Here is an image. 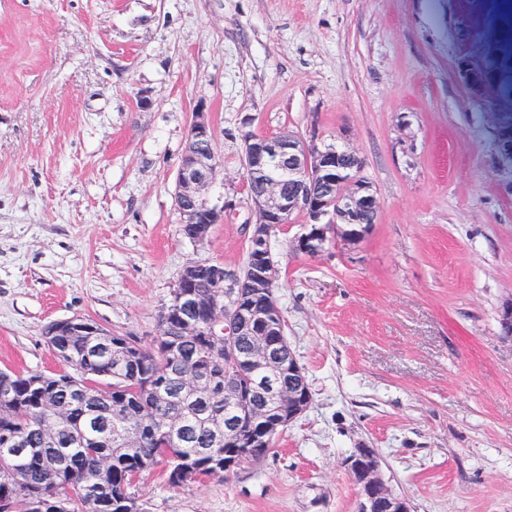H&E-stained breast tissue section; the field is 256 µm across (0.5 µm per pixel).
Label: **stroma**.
Listing matches in <instances>:
<instances>
[{"instance_id":"35a3bbf8","label":"stroma","mask_w":512,"mask_h":512,"mask_svg":"<svg viewBox=\"0 0 512 512\" xmlns=\"http://www.w3.org/2000/svg\"><path fill=\"white\" fill-rule=\"evenodd\" d=\"M497 0H0V370L63 371L43 331L86 318L152 347L183 266L234 269L253 208L242 136L358 153L370 234L315 257L271 238L310 408L264 458L139 512H356L343 466L377 449L414 512H512V172L455 70ZM224 209L189 240L174 201L197 108Z\"/></svg>"}]
</instances>
